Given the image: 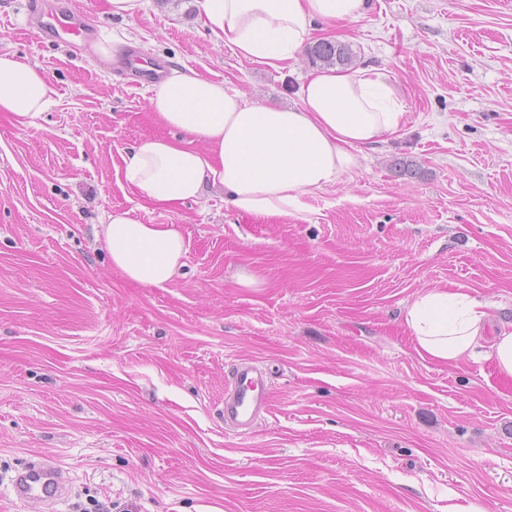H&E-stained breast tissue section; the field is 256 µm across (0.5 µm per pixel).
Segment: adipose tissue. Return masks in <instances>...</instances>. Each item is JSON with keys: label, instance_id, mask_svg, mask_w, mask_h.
Instances as JSON below:
<instances>
[{"label": "adipose tissue", "instance_id": "obj_1", "mask_svg": "<svg viewBox=\"0 0 512 512\" xmlns=\"http://www.w3.org/2000/svg\"><path fill=\"white\" fill-rule=\"evenodd\" d=\"M213 33L243 57L277 68L311 36L317 19L364 16L366 0H202ZM49 86L37 65L0 56V112L36 118ZM155 117L183 138L144 140L124 159V179L144 199L170 206L221 186L229 202L257 217L287 214L299 196L323 190L355 166V149L397 130L402 114L381 74L314 70L301 103L271 108L193 70L172 69L155 85ZM129 282L165 287L186 253L176 225L109 214L99 239ZM489 305L470 293L436 288L419 295L404 323L421 358L455 365L493 360L512 378V332L489 335Z\"/></svg>", "mask_w": 512, "mask_h": 512}]
</instances>
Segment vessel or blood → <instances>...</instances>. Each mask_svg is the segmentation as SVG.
<instances>
[{
  "mask_svg": "<svg viewBox=\"0 0 512 512\" xmlns=\"http://www.w3.org/2000/svg\"><path fill=\"white\" fill-rule=\"evenodd\" d=\"M269 406L262 368L253 360L235 364L230 386L224 394V422L241 431H250L260 412ZM15 496L37 503H61L65 485L57 465L51 462L18 472L12 481Z\"/></svg>",
  "mask_w": 512,
  "mask_h": 512,
  "instance_id": "vessel-or-blood-1",
  "label": "vessel or blood"
}]
</instances>
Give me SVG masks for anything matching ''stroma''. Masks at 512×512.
Instances as JSON below:
<instances>
[{
    "label": "stroma",
    "mask_w": 512,
    "mask_h": 512,
    "mask_svg": "<svg viewBox=\"0 0 512 512\" xmlns=\"http://www.w3.org/2000/svg\"><path fill=\"white\" fill-rule=\"evenodd\" d=\"M46 7L260 105L299 104L315 68L234 54L198 0ZM312 38L383 74L399 128L283 216L216 189L159 207L123 177L142 140L175 136L152 87L0 0V55L39 64L51 99L29 124L0 112V512H512V379L422 359L403 322L419 294L461 288L512 331V0H367ZM111 212L179 226L165 287L113 269ZM241 358L270 392L247 434L223 417ZM36 459L61 469L56 507L12 493Z\"/></svg>",
    "instance_id": "1"
}]
</instances>
